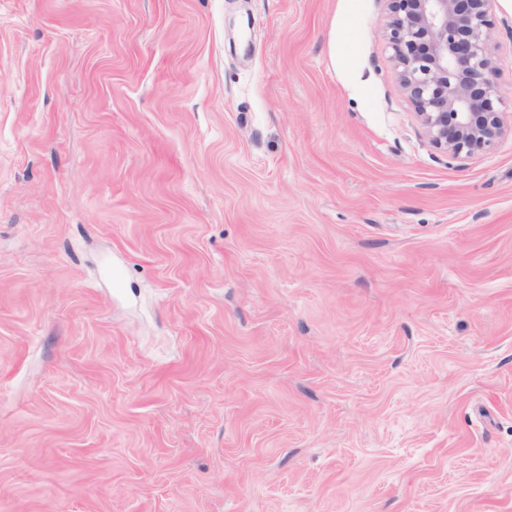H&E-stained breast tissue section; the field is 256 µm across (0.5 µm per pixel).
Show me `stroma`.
<instances>
[{
	"mask_svg": "<svg viewBox=\"0 0 512 512\" xmlns=\"http://www.w3.org/2000/svg\"><path fill=\"white\" fill-rule=\"evenodd\" d=\"M387 20L0 0V512H512V134Z\"/></svg>",
	"mask_w": 512,
	"mask_h": 512,
	"instance_id": "1",
	"label": "stroma"
}]
</instances>
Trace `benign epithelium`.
<instances>
[{"label": "benign epithelium", "mask_w": 512, "mask_h": 512, "mask_svg": "<svg viewBox=\"0 0 512 512\" xmlns=\"http://www.w3.org/2000/svg\"><path fill=\"white\" fill-rule=\"evenodd\" d=\"M397 78L430 143L454 158L507 132L489 52L492 0H387Z\"/></svg>", "instance_id": "obj_1"}]
</instances>
